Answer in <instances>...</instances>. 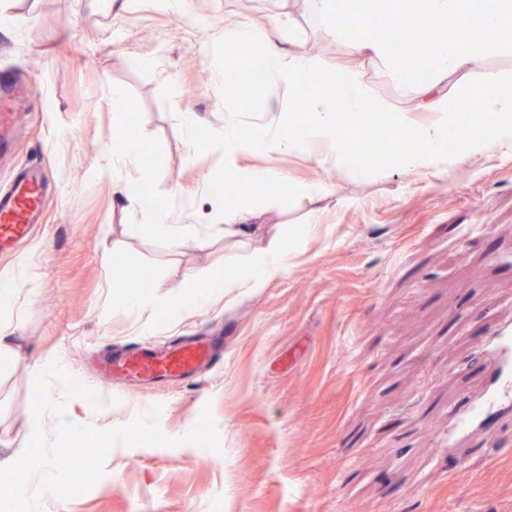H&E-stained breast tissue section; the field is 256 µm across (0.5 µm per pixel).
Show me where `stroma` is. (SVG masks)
<instances>
[{"label": "stroma", "instance_id": "obj_1", "mask_svg": "<svg viewBox=\"0 0 512 512\" xmlns=\"http://www.w3.org/2000/svg\"><path fill=\"white\" fill-rule=\"evenodd\" d=\"M245 18L292 25L329 71L359 67L374 97L414 106L383 63L352 56L302 0H188L184 13L127 0L119 14L110 0H0V189L30 163L54 183L30 237L0 249V275L20 280L0 307L18 336L17 355L0 357V456L29 434L37 358L66 363V377L44 385L59 402L72 379L112 410L91 442L53 434V484L17 496L18 512H512V413L492 444L448 420L450 406L485 392L473 360L483 337L512 324V149L469 160L452 150L450 172L418 175L388 159L340 174L257 156L252 165L327 194L258 185L249 237L227 241L213 221L226 208L213 191L224 156L190 149L183 115L203 131L223 125L222 74L238 63L222 27ZM487 78L512 79V51L489 53L456 84L462 123ZM116 90L147 153L125 162L119 194L96 170L121 129ZM158 184L170 194L157 206L189 227L176 246L136 205ZM275 234L298 247L282 275L169 310L192 293L188 271L228 269ZM107 255L147 271V286L117 278ZM145 291L153 310L137 302ZM206 330L223 333L224 362L197 376L145 389L93 376L97 351ZM143 404L160 425L150 436ZM188 425L195 438H181ZM82 466L106 474L89 493L72 484Z\"/></svg>", "mask_w": 512, "mask_h": 512}]
</instances>
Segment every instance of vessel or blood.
Masks as SVG:
<instances>
[{"label": "vessel or blood", "instance_id": "obj_1", "mask_svg": "<svg viewBox=\"0 0 512 512\" xmlns=\"http://www.w3.org/2000/svg\"><path fill=\"white\" fill-rule=\"evenodd\" d=\"M46 192L43 172L34 168L25 170L10 191L0 193V242L29 236ZM222 357L219 340L200 336L159 353L136 345L125 356L105 359L103 366L109 372L129 373L155 381L187 376L203 365L219 363ZM483 365L492 385L481 401L450 409L449 416L458 429L487 422L497 411L512 407V326L501 327L489 338Z\"/></svg>", "mask_w": 512, "mask_h": 512}]
</instances>
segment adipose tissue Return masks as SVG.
I'll list each match as a JSON object with an SVG mask.
<instances>
[{"mask_svg": "<svg viewBox=\"0 0 512 512\" xmlns=\"http://www.w3.org/2000/svg\"><path fill=\"white\" fill-rule=\"evenodd\" d=\"M309 14L320 19L326 33L347 37L351 48L364 56L380 59L388 65L394 80L408 84L414 71L431 72L432 78L418 91L415 108H399L373 97L365 90L360 71L349 69L333 76L311 55L299 37H291L281 46L278 25L269 22H231L224 26V40L240 48L264 49V80L278 88L269 98L267 120L249 138H242L234 119L208 133L211 143L223 151L240 200H248L255 184L272 180L271 171L240 166L241 157L272 150L309 155L317 154L320 163L337 172L349 170L348 150L341 129L349 118L368 112L385 116L388 127L406 135L410 150L400 152L395 164L407 173H426L448 165L446 136L455 132L460 156L480 155L489 146H512V94L504 82L490 79L475 85L473 93L481 101L480 135H473L456 122V108L444 83L448 76H465L483 61L479 33L495 31L497 45L512 50V0H413V8L422 22L447 28L449 34L437 42L425 57L404 58L399 46L376 40L369 27L345 31L355 0H303ZM428 120H420V113ZM292 247L281 236H272L264 247L235 262L232 274L193 272L188 276L195 290L194 302L211 299L218 291L253 289L266 280L281 275L288 267ZM91 407L83 396H70L65 407H58L48 397H41L32 416L27 445L13 453L5 463L9 469H26L30 484L21 487L24 495L48 488L53 480V460L49 452L51 432L56 430L86 440L95 431L90 419Z\"/></svg>", "mask_w": 512, "mask_h": 512, "instance_id": "1", "label": "adipose tissue"}]
</instances>
